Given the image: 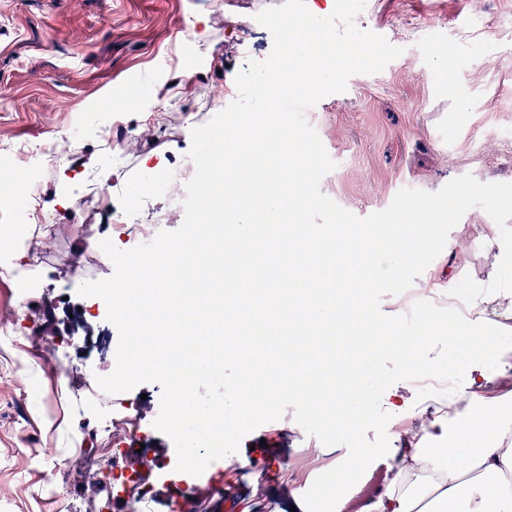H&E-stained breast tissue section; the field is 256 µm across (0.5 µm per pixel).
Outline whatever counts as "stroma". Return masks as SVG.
<instances>
[{
	"instance_id": "obj_1",
	"label": "stroma",
	"mask_w": 512,
	"mask_h": 512,
	"mask_svg": "<svg viewBox=\"0 0 512 512\" xmlns=\"http://www.w3.org/2000/svg\"><path fill=\"white\" fill-rule=\"evenodd\" d=\"M283 2L0 0V180L25 176L18 151L28 143L74 148L68 164L40 169L51 221L31 231L42 260L30 271L37 287L28 307H19L13 274L0 266V314L6 324L23 327L19 335L0 336V512H60L30 459L62 463L80 426L97 422L118 401L143 425V453L128 455L126 465L150 488L157 512H171V485L187 476L174 469L172 440L153 426L160 385L105 395L101 410L81 397L92 376L111 370L118 341L105 316L78 309L81 279L105 280L115 271L90 247L91 240L109 238L110 227L103 215L88 218L81 199L93 192L98 164L113 150L104 131L119 120L135 134L109 170L113 209L136 211L165 230L179 228L184 210L175 197L138 190L141 160L152 154L173 167L187 156L192 126L223 109L224 89L248 59L267 58L273 48L256 14ZM198 17L206 21V37L183 43L189 21ZM356 24L402 53L379 73L352 76L345 92L315 105L309 123L336 163L322 192L364 217L387 208L404 187L435 192L466 173L482 182H512V0H367ZM243 35L250 39L248 59L238 45ZM185 69L199 76V85L186 83ZM148 84L158 89L147 102L154 123L124 107L130 92ZM61 195L69 207L57 205ZM490 222L482 209L469 210L415 287L435 281L448 291L467 275L488 285L503 254L476 230ZM458 243L467 251L461 261L452 258ZM49 308L57 320L52 329L44 317ZM47 341L60 344L62 361L47 358ZM24 401L30 412L23 418ZM301 441L300 426L274 421L246 435L238 454L251 460V469L235 471L223 496L198 497L197 512H234L236 500L250 496L255 471L264 481L255 512H278L287 488L302 494L311 486L313 468ZM99 456L97 447H85V469ZM84 471L61 487L71 512H128L112 489L94 487ZM391 475L389 458L374 461L348 491L344 512H360Z\"/></svg>"
}]
</instances>
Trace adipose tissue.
I'll return each instance as SVG.
<instances>
[{"label":"adipose tissue","mask_w":512,"mask_h":512,"mask_svg":"<svg viewBox=\"0 0 512 512\" xmlns=\"http://www.w3.org/2000/svg\"><path fill=\"white\" fill-rule=\"evenodd\" d=\"M483 391L469 395L478 418H419L387 449L393 475L361 512H512V384L489 399Z\"/></svg>","instance_id":"adipose-tissue-1"}]
</instances>
